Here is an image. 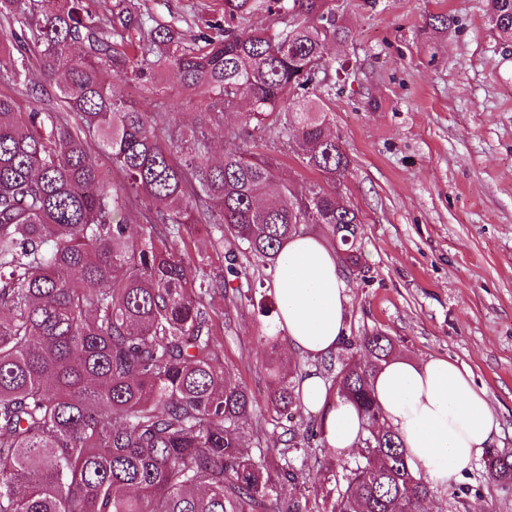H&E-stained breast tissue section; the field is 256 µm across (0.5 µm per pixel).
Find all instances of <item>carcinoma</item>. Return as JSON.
Masks as SVG:
<instances>
[{
  "mask_svg": "<svg viewBox=\"0 0 512 512\" xmlns=\"http://www.w3.org/2000/svg\"><path fill=\"white\" fill-rule=\"evenodd\" d=\"M35 2L0 0V72L16 83L37 65L59 80L65 111L19 112L0 93V512H313L308 497L279 493L306 483L302 470L262 446L264 423L302 414L295 377L268 362L267 415L248 433L257 400L217 364L223 314L212 299L236 307L255 289L190 257L184 231L209 225L237 279H249L242 257L275 266L303 224L327 226L360 265L362 219L336 191L350 159L311 98L327 67L314 76L310 64L350 37L335 0H224L222 34L196 48L119 4L101 19L86 0L49 13ZM257 11L280 27L247 26ZM490 21L511 39L512 0H491ZM108 67L133 81L165 71L205 107L189 127L142 112L103 79ZM244 102L243 120L225 125ZM217 130L241 147L215 165ZM276 141L326 186L296 195L264 151ZM102 155L119 182L104 181ZM131 209L136 234L122 219ZM343 347L370 359L324 370L365 426L353 464L319 461L335 482L329 512H424L430 486L373 395L398 350L380 331ZM324 421H310L304 440H325ZM485 471L511 483L512 456L490 452Z\"/></svg>",
  "mask_w": 512,
  "mask_h": 512,
  "instance_id": "obj_1",
  "label": "carcinoma"
}]
</instances>
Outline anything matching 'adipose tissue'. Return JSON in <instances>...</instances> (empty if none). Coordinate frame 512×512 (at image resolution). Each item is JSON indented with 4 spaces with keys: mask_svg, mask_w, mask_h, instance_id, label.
Returning a JSON list of instances; mask_svg holds the SVG:
<instances>
[{
    "mask_svg": "<svg viewBox=\"0 0 512 512\" xmlns=\"http://www.w3.org/2000/svg\"><path fill=\"white\" fill-rule=\"evenodd\" d=\"M273 286L277 323L291 350L311 358L335 352L343 338L345 295L333 249L314 235L288 240ZM374 391L385 419L402 439L409 464L437 486L470 471L497 431L487 391L476 388L470 373L445 357H394L377 372ZM300 400L306 409H327L329 448L357 445L363 424L358 410L333 398L319 375L302 379Z\"/></svg>",
    "mask_w": 512,
    "mask_h": 512,
    "instance_id": "1",
    "label": "adipose tissue"
}]
</instances>
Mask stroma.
Returning a JSON list of instances; mask_svg holds the SVG:
<instances>
[{"instance_id":"1","label":"stroma","mask_w":512,"mask_h":512,"mask_svg":"<svg viewBox=\"0 0 512 512\" xmlns=\"http://www.w3.org/2000/svg\"><path fill=\"white\" fill-rule=\"evenodd\" d=\"M140 17L177 27L194 47L216 35L224 0H126ZM490 0H342L348 41L328 48L317 89L351 164L339 187L362 218V266L342 267L344 329L391 336L402 356H446L490 395L492 447L512 451V45L489 23ZM447 14L439 32L431 18ZM351 68L339 72L341 62ZM115 91L145 112L190 124L200 99L158 75L144 87L109 72ZM38 93H31V85ZM19 111L57 110L55 85L31 69L28 84L0 82ZM216 309L224 308L215 298ZM220 363L256 398L278 356L295 377L320 360L260 343L276 314L249 304L225 310ZM428 512H512V487L483 463L434 488Z\"/></svg>"}]
</instances>
